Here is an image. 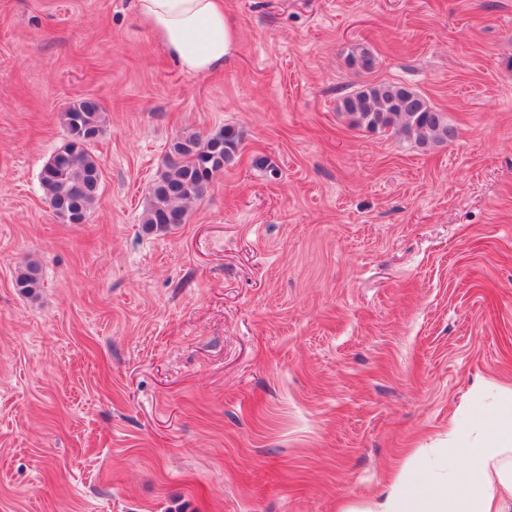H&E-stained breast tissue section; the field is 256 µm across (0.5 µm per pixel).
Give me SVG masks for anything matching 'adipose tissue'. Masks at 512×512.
<instances>
[{"instance_id": "1", "label": "adipose tissue", "mask_w": 512, "mask_h": 512, "mask_svg": "<svg viewBox=\"0 0 512 512\" xmlns=\"http://www.w3.org/2000/svg\"><path fill=\"white\" fill-rule=\"evenodd\" d=\"M136 12L180 68L191 75L221 68L237 31L224 0H136ZM455 452L433 449L443 474L400 470L368 512H512V411L458 418Z\"/></svg>"}]
</instances>
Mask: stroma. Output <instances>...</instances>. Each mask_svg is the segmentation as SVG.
Wrapping results in <instances>:
<instances>
[{
  "label": "stroma",
  "instance_id": "1",
  "mask_svg": "<svg viewBox=\"0 0 512 512\" xmlns=\"http://www.w3.org/2000/svg\"><path fill=\"white\" fill-rule=\"evenodd\" d=\"M226 8L237 48L193 76L135 0H0V512H361L512 399V0ZM369 82L456 138L351 126ZM83 98L101 189L69 224L40 172ZM227 127L235 163L145 232L171 145ZM16 288L27 295H34L41 288V276L38 266L33 262H23L17 268Z\"/></svg>",
  "mask_w": 512,
  "mask_h": 512
}]
</instances>
